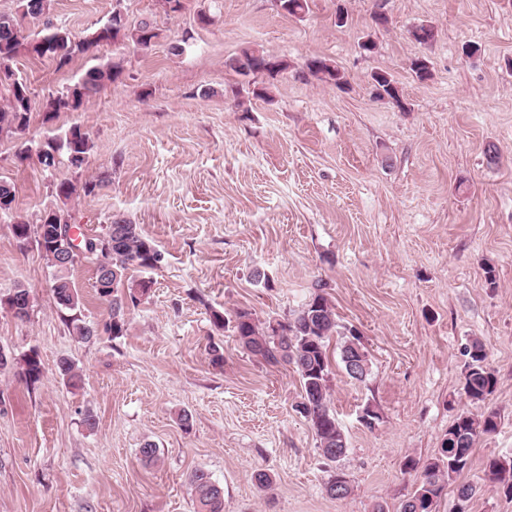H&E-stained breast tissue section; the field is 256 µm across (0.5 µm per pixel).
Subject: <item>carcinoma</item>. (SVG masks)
Instances as JSON below:
<instances>
[{"mask_svg": "<svg viewBox=\"0 0 512 512\" xmlns=\"http://www.w3.org/2000/svg\"><path fill=\"white\" fill-rule=\"evenodd\" d=\"M53 11V0H17L16 10L10 14L0 13V85H7L8 98L0 106V135L12 138L24 132L29 126L35 108L34 98L27 83L14 77L11 64L21 55L47 58L55 62L56 69L69 66L74 56L90 53L102 43L130 42L141 48L148 47L160 33L152 28L112 27L105 23L83 38H76L68 29L48 21ZM44 18V28L34 35L25 33V19ZM227 68L247 77L255 72L271 75L280 72L285 64L266 51L258 48H244L225 61ZM308 70L319 79L336 85L345 83L344 74L331 63L314 58L307 63ZM123 73V62L111 61L93 66L66 90L49 97L42 104L47 119L60 112L76 111L93 98L107 83L116 82ZM375 86L381 88L387 97L401 104L396 87L384 73L372 76ZM92 144L89 137L78 125L70 127L63 138L52 140L37 150V159L64 151L67 160L85 158ZM100 187V182L88 180L75 184L62 180L56 185V194L63 201L80 195L89 196ZM45 224L46 236L70 228L65 212L58 208L49 210L41 219ZM105 230L112 232V245L101 246L98 234H84L76 248L77 262L87 259L95 261V280L103 281L96 288L99 298L107 305L108 322L106 330L112 336L124 335L127 317L124 308L136 304L138 295L148 290V282L131 279L130 272L154 269V257L160 255L154 241L145 234L142 227L127 218L116 215ZM49 267L53 268L52 291L59 310L66 314V321L75 336L89 341L96 336L94 324L81 318L79 293L70 278L75 264L68 266L56 263V255L43 253ZM235 336L239 343L252 354L270 364L285 363L294 366L301 387V401L297 411L309 420L317 437L318 449L329 461H336L345 455L347 440L343 429L331 408L329 381L332 373V359L329 349L333 336L342 337L339 355L346 375L355 381H365L369 369L367 356L354 330L343 333L338 330L336 313L331 301L322 292L315 293L300 309L294 312L288 322L271 327L267 334L257 327L246 311L235 314ZM469 362L464 377L463 391L473 403L490 396L496 386L494 372L486 364L487 353L482 342L471 343ZM26 380L37 383L42 375V365L34 351L21 359ZM59 373L66 383L74 388L82 385V374L73 362L63 359ZM498 413L488 411L479 416L466 412L459 414L448 427V437L442 440L435 457L418 465L413 459L404 463V468H421L418 486L403 502L401 512H433L448 484L471 465L476 440L496 431ZM488 478L512 494V456L502 459L494 457L486 464ZM189 485L197 512H224V490L202 470L189 476ZM329 497L340 493L349 494L344 474L338 472L325 486Z\"/></svg>", "mask_w": 512, "mask_h": 512, "instance_id": "1", "label": "carcinoma"}]
</instances>
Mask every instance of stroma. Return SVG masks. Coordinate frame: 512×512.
Returning <instances> with one entry per match:
<instances>
[{
  "mask_svg": "<svg viewBox=\"0 0 512 512\" xmlns=\"http://www.w3.org/2000/svg\"><path fill=\"white\" fill-rule=\"evenodd\" d=\"M119 2L132 19L154 20L151 49L108 44L63 70L26 56L12 64L39 103L91 66L119 59L124 72L78 111L48 121L34 110L25 133L0 140V178L16 189L12 213L0 214V299L20 286L31 295L26 318L0 306V348L14 359L0 369V512H194L196 470L223 488L224 512H400L417 483L404 460L433 457L458 414L487 410L499 427L477 440L437 510L455 512L458 485L470 484L469 512H512L485 472L488 458L512 456V0H308L299 17L274 0H188L169 15L156 0H54L52 18L82 37ZM201 9L209 24L198 23ZM422 24L435 32L426 44L410 36ZM367 38L374 53L360 48ZM468 43L479 53L464 55ZM246 47L286 70L228 71ZM314 57L346 85L310 74ZM419 57L432 71L423 82L410 69ZM376 71L406 109L374 97ZM74 125L92 143L81 168L17 160ZM92 177L104 182L95 195L57 196L59 181ZM60 207L89 234L124 215L162 254L122 336H74L51 268L13 237L14 220L35 225ZM72 279L83 317L104 324L93 264ZM319 288L369 360L362 383L332 366L331 407L347 439L334 463L294 409V367L267 364L211 317L246 310L263 327L284 322ZM475 339L497 378L481 403L462 390ZM32 350L43 374L30 387L15 361ZM63 358L81 389L59 375ZM367 407L379 415L370 428ZM147 442L158 450L151 465L139 454ZM258 470L271 488L255 484ZM339 470L351 492L334 499L325 485Z\"/></svg>",
  "mask_w": 512,
  "mask_h": 512,
  "instance_id": "35a3bbf8",
  "label": "stroma"
}]
</instances>
